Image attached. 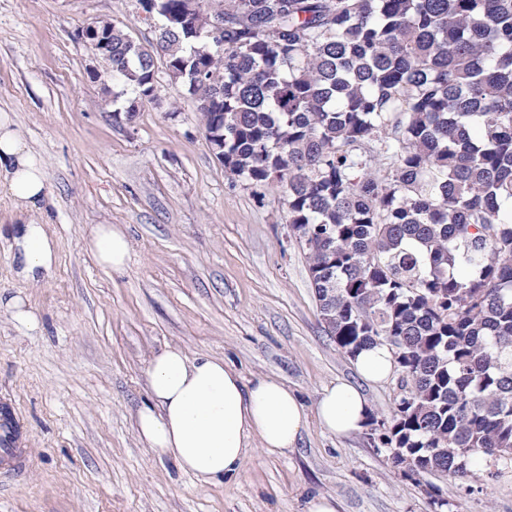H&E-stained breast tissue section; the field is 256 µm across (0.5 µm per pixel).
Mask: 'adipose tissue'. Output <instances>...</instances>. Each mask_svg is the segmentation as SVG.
<instances>
[{
    "label": "adipose tissue",
    "mask_w": 512,
    "mask_h": 512,
    "mask_svg": "<svg viewBox=\"0 0 512 512\" xmlns=\"http://www.w3.org/2000/svg\"><path fill=\"white\" fill-rule=\"evenodd\" d=\"M45 167L27 146L12 114L0 113V196L13 209L30 215L47 194ZM25 272L50 270L54 243L42 224L29 220L19 230ZM98 263L123 270L130 242L118 228L98 224L88 240ZM358 374L378 382L392 374L395 357L386 344L361 350L353 359ZM150 402L137 414L140 438L199 484L223 482L239 475L247 443L258 437L277 453L292 450L307 424L316 417L327 432L346 437L361 431L371 412L361 388L337 381L322 388L314 413H307L297 393L266 377L244 384L223 360L188 356L170 346L152 356L147 366Z\"/></svg>",
    "instance_id": "adipose-tissue-1"
}]
</instances>
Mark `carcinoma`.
Instances as JSON below:
<instances>
[{"instance_id":"1","label":"carcinoma","mask_w":512,"mask_h":512,"mask_svg":"<svg viewBox=\"0 0 512 512\" xmlns=\"http://www.w3.org/2000/svg\"><path fill=\"white\" fill-rule=\"evenodd\" d=\"M139 2L182 25L147 48L112 25L124 111L160 56L231 183L284 189L328 336L394 352L393 467L468 477L512 456V0Z\"/></svg>"}]
</instances>
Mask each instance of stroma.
I'll return each instance as SVG.
<instances>
[{"label": "stroma", "mask_w": 512, "mask_h": 512, "mask_svg": "<svg viewBox=\"0 0 512 512\" xmlns=\"http://www.w3.org/2000/svg\"><path fill=\"white\" fill-rule=\"evenodd\" d=\"M99 19L144 46L155 37L138 0H0V113L45 165L34 218L55 243L51 270L25 277L13 237L26 218L0 199V403L32 460L0 476V512H306L319 494L338 512H512L511 462L419 485L367 432L337 437L313 418L291 452L250 439L239 476L216 484L141 442L147 364L170 345L225 359L247 382L278 379L310 412L345 380L391 418L400 379L360 381L324 330L283 189L231 184L164 58L136 118L113 119L132 91L81 36ZM97 224L128 235L123 272L85 249ZM17 297L35 323L14 316Z\"/></svg>", "instance_id": "1"}]
</instances>
